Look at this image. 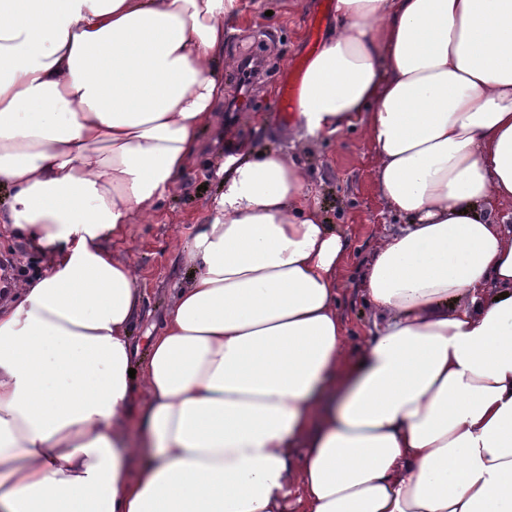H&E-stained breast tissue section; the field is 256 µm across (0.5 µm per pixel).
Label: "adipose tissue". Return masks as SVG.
I'll list each match as a JSON object with an SVG mask.
<instances>
[{"mask_svg": "<svg viewBox=\"0 0 512 512\" xmlns=\"http://www.w3.org/2000/svg\"><path fill=\"white\" fill-rule=\"evenodd\" d=\"M242 20L0 0V224L51 257L0 306V512H512V0H335L300 126H363L407 219L362 274L357 361L341 235L303 167L243 142L130 378L142 294L105 242L179 189Z\"/></svg>", "mask_w": 512, "mask_h": 512, "instance_id": "adipose-tissue-1", "label": "adipose tissue"}]
</instances>
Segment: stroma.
<instances>
[{"label": "stroma", "instance_id": "stroma-1", "mask_svg": "<svg viewBox=\"0 0 512 512\" xmlns=\"http://www.w3.org/2000/svg\"><path fill=\"white\" fill-rule=\"evenodd\" d=\"M245 21L225 34L224 53L233 61L259 54L263 57L261 84L240 91L234 69H226L224 99L215 105L214 120L199 139L180 189L164 199L150 222L126 225L122 236L107 240L114 260L132 265L143 290L142 303L131 328L138 347L133 360L142 370L149 338L161 328L172 303L174 286L186 274L185 248L193 241L221 178L217 167L232 142L247 140L259 150H290L309 175L311 198L326 223L332 224L347 244L338 275L340 310L351 336L348 355L358 358L372 312L359 289L366 260L379 241L400 226L401 220L381 201L374 178L375 156L362 131L334 137L306 138L289 148L285 127L274 112L275 87L292 61L304 62L317 53L312 36H324L333 19L335 0H242ZM249 96L252 109L226 115L227 100ZM15 262V276L25 283L42 275L47 259L17 232L0 231V255Z\"/></svg>", "mask_w": 512, "mask_h": 512}]
</instances>
